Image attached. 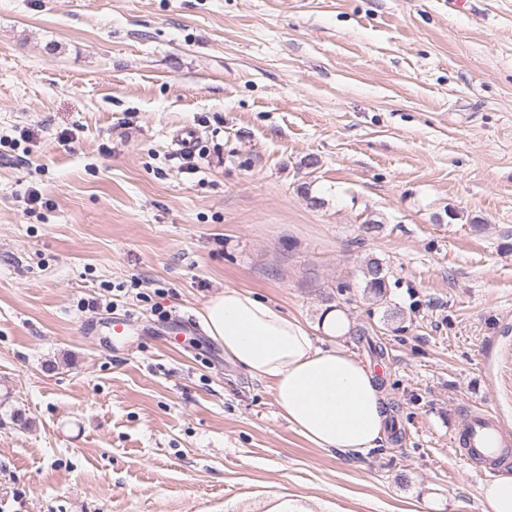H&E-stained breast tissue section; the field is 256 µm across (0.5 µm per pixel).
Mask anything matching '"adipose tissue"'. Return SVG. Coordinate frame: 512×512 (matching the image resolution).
<instances>
[{
	"label": "adipose tissue",
	"instance_id": "ef3b65f1",
	"mask_svg": "<svg viewBox=\"0 0 512 512\" xmlns=\"http://www.w3.org/2000/svg\"><path fill=\"white\" fill-rule=\"evenodd\" d=\"M208 335L251 376L267 383L281 415L309 443L365 455L380 446L389 409L376 374L333 346L349 325L328 310L318 345L309 327L252 291L228 287L202 309Z\"/></svg>",
	"mask_w": 512,
	"mask_h": 512
}]
</instances>
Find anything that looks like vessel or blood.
Wrapping results in <instances>:
<instances>
[{
	"instance_id": "vessel-or-blood-1",
	"label": "vessel or blood",
	"mask_w": 512,
	"mask_h": 512,
	"mask_svg": "<svg viewBox=\"0 0 512 512\" xmlns=\"http://www.w3.org/2000/svg\"><path fill=\"white\" fill-rule=\"evenodd\" d=\"M452 437L467 465L491 470L512 458V428L485 409H469Z\"/></svg>"
}]
</instances>
